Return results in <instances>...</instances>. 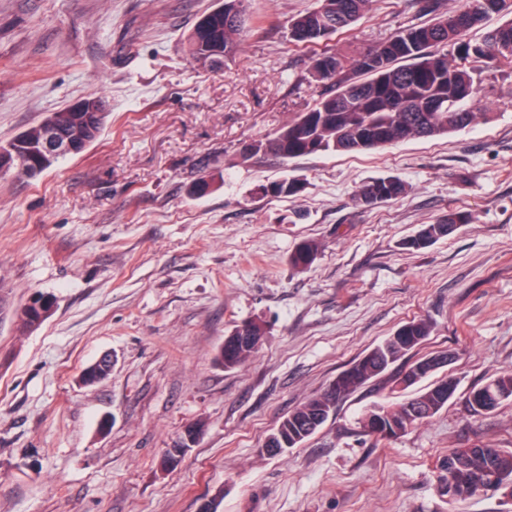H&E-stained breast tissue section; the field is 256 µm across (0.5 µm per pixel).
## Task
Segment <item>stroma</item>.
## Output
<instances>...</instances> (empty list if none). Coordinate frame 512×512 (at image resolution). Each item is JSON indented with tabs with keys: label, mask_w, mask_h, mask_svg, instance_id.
Wrapping results in <instances>:
<instances>
[{
	"label": "stroma",
	"mask_w": 512,
	"mask_h": 512,
	"mask_svg": "<svg viewBox=\"0 0 512 512\" xmlns=\"http://www.w3.org/2000/svg\"><path fill=\"white\" fill-rule=\"evenodd\" d=\"M216 0H0V144L91 93L111 114L101 138L35 178L0 173V512H512V494L452 500L448 454L512 450V399L485 414L471 391L512 372V69L485 68L466 130L363 153L285 160L244 154L320 89L288 22L317 0H248L223 68L198 66L186 38ZM464 0H373L348 33L354 58ZM213 175L203 196L195 182ZM396 176L394 200L360 204ZM303 184L273 197L262 185ZM464 212L454 235L404 240ZM306 240L314 262L293 266ZM52 315L21 329L33 294ZM424 343L340 402L300 446L263 443L294 408L406 322ZM259 347L214 357L244 321ZM449 350L448 405L397 438L361 433L373 404H399L414 359ZM111 375L81 374L103 353ZM201 425L179 464L167 448ZM405 183L398 177L375 178L363 184L358 190V200L365 206L396 199L404 193ZM242 330L247 336H242ZM265 326L260 321H247L236 326L224 338V345L219 349L216 360L224 368L232 369L243 363L254 351L256 346L238 343V336H242L243 342L260 341V336H264Z\"/></svg>",
	"instance_id": "35a3bbf8"
}]
</instances>
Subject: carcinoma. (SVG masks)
<instances>
[{
  "label": "carcinoma",
  "instance_id": "carcinoma-1",
  "mask_svg": "<svg viewBox=\"0 0 512 512\" xmlns=\"http://www.w3.org/2000/svg\"><path fill=\"white\" fill-rule=\"evenodd\" d=\"M246 0H220L222 10L205 13L196 21L187 38L192 59L209 69L224 64L232 55L246 24ZM372 0H319L317 8L288 22V41L312 52L310 77L327 86L313 108L300 113L282 126L273 137L251 144L245 153L261 150L283 159L321 152H356L383 148L408 139H426L470 127L477 113L468 104L482 90L481 71L476 63L485 59L512 68V20L488 31L479 42L468 38L491 14L512 10V0H464L453 15L407 28L350 62L328 45L338 34L365 14ZM452 47L447 51L446 47ZM89 100L100 112L96 126L86 135L88 144L101 136L109 107L101 96ZM43 122L57 123L66 130L82 128V113L68 106L48 113ZM302 183L291 177L264 187L263 194L293 196ZM405 183L398 177L375 178L358 190L365 206L393 200L404 193ZM467 222L465 214L450 211L435 224H425L404 242L412 249L425 248L452 235ZM319 244L302 242L291 257L296 267H307L316 258ZM260 321H247L224 337L216 360L226 369L243 363L255 346L241 344L238 336H262ZM430 326L423 320L402 325L382 343L373 347L350 368L342 371L322 395L294 409L276 426L279 448H295L316 433L335 412L336 404L368 381L385 373L393 364L419 347L429 336ZM448 352L438 351L413 361L398 377L404 389L429 378ZM496 387L512 398V373L503 374L474 390L470 410L481 413L488 389ZM456 381L445 377L405 403L394 407L375 404L361 417L359 425L366 435L395 438L411 426L439 413L456 392ZM456 464L448 470L449 499H464L487 488H512V451L487 449L475 445L453 451Z\"/></svg>",
  "mask_w": 512,
  "mask_h": 512
}]
</instances>
